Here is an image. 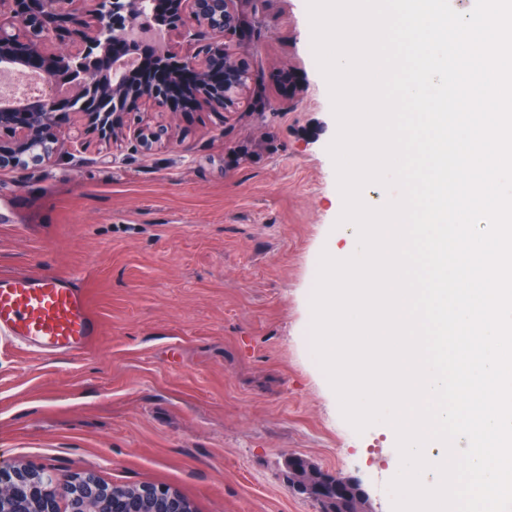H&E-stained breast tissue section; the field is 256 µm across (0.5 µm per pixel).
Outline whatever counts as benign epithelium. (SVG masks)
<instances>
[{
	"label": "benign epithelium",
	"instance_id": "benign-epithelium-1",
	"mask_svg": "<svg viewBox=\"0 0 512 512\" xmlns=\"http://www.w3.org/2000/svg\"><path fill=\"white\" fill-rule=\"evenodd\" d=\"M146 0H0V64L35 73L40 90L21 106L0 104V171L42 164L69 147L67 124L78 118L98 140L130 136L145 150L170 137L164 126L125 125L128 102L164 107L189 74L199 105L230 112L249 90L247 62L229 42L242 26L238 0H174L176 10L156 27L140 23ZM208 34L203 55L182 41ZM149 44L138 58L127 48ZM288 488L330 512L336 489L342 512H369L363 485L316 463L300 469ZM194 512L170 487L108 484L96 475L61 476L46 468L0 466V512Z\"/></svg>",
	"mask_w": 512,
	"mask_h": 512
}]
</instances>
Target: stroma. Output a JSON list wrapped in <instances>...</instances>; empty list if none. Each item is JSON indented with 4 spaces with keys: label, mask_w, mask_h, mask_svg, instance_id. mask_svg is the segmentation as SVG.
I'll return each instance as SVG.
<instances>
[{
    "label": "stroma",
    "mask_w": 512,
    "mask_h": 512,
    "mask_svg": "<svg viewBox=\"0 0 512 512\" xmlns=\"http://www.w3.org/2000/svg\"><path fill=\"white\" fill-rule=\"evenodd\" d=\"M252 73L231 112L144 105L169 141L98 143L0 172V273H79L102 323L84 357L0 341V460L181 492L196 512H316L296 454L393 512L398 454L356 431L309 353L312 262L346 241L328 85L307 0H240Z\"/></svg>",
    "instance_id": "35a3bbf8"
}]
</instances>
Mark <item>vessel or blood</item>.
<instances>
[{"mask_svg": "<svg viewBox=\"0 0 512 512\" xmlns=\"http://www.w3.org/2000/svg\"><path fill=\"white\" fill-rule=\"evenodd\" d=\"M0 331L35 353L77 356L94 347L101 325L75 277L1 274Z\"/></svg>", "mask_w": 512, "mask_h": 512, "instance_id": "vessel-or-blood-1", "label": "vessel or blood"}]
</instances>
